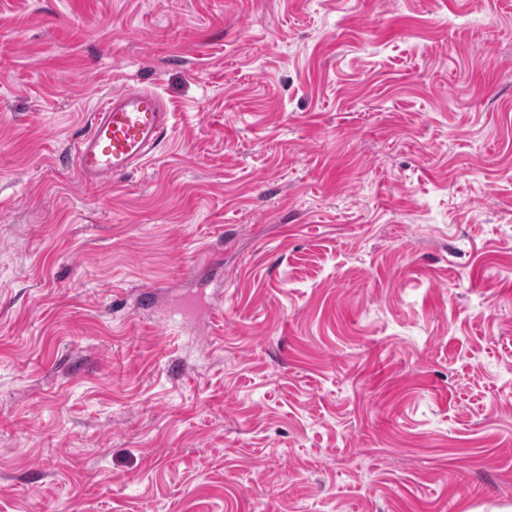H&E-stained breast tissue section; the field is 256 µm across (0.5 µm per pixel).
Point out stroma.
I'll return each mask as SVG.
<instances>
[{
    "instance_id": "obj_1",
    "label": "stroma",
    "mask_w": 512,
    "mask_h": 512,
    "mask_svg": "<svg viewBox=\"0 0 512 512\" xmlns=\"http://www.w3.org/2000/svg\"><path fill=\"white\" fill-rule=\"evenodd\" d=\"M507 506L512 0H0V512ZM170 115L154 90L126 89L95 108L87 134L73 147V170L90 186H107L149 158L164 139Z\"/></svg>"
}]
</instances>
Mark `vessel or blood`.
I'll return each mask as SVG.
<instances>
[{"instance_id": "b4317fda", "label": "vessel or blood", "mask_w": 512, "mask_h": 512, "mask_svg": "<svg viewBox=\"0 0 512 512\" xmlns=\"http://www.w3.org/2000/svg\"><path fill=\"white\" fill-rule=\"evenodd\" d=\"M170 115L150 89H126L96 107L87 134L73 147V170L90 186L109 185L149 158L164 139Z\"/></svg>"}]
</instances>
